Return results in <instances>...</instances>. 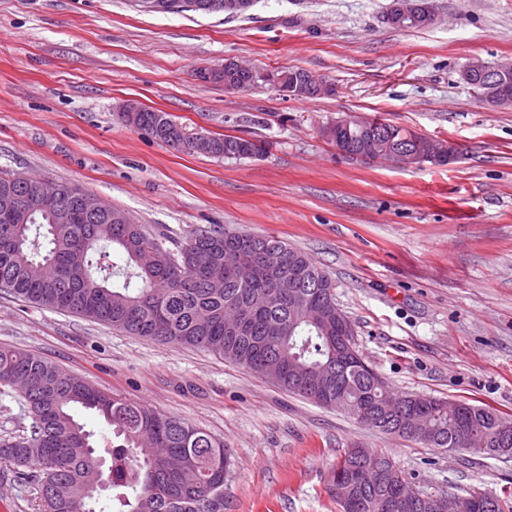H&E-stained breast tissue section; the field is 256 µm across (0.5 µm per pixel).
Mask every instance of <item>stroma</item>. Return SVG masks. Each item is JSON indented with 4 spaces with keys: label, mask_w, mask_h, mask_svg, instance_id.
I'll return each mask as SVG.
<instances>
[{
    "label": "stroma",
    "mask_w": 512,
    "mask_h": 512,
    "mask_svg": "<svg viewBox=\"0 0 512 512\" xmlns=\"http://www.w3.org/2000/svg\"><path fill=\"white\" fill-rule=\"evenodd\" d=\"M389 2L255 0L228 19L138 0H0V172L75 183L175 241L219 228L283 240L329 272L357 349L394 392L512 415V107L485 106L460 79L472 61H512V0H435L423 29L388 26ZM228 58L300 68L335 93L228 94L197 78ZM129 100L267 152L174 150L121 122ZM346 114L461 153L445 165L343 156L320 130ZM0 347L222 440L224 512H339L328 474L354 444L391 455L420 490L512 494V459L385 436L210 352L3 291ZM0 512H39L5 464Z\"/></svg>",
    "instance_id": "35a3bbf8"
}]
</instances>
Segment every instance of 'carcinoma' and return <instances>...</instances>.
<instances>
[{"label":"carcinoma","mask_w":512,"mask_h":512,"mask_svg":"<svg viewBox=\"0 0 512 512\" xmlns=\"http://www.w3.org/2000/svg\"><path fill=\"white\" fill-rule=\"evenodd\" d=\"M302 69L282 68L278 94L312 99L296 90ZM224 82L267 88L270 83L236 69H224ZM171 117L148 108L134 120L121 118L177 151L189 152V141H170L165 133ZM341 154L357 158L377 141L392 150L414 149L423 136L381 121L358 118L339 129L324 128ZM212 156L252 159L265 153L262 143L237 136L213 138ZM65 196L55 206L32 202L35 219L5 210L18 191L9 174L0 173V290L39 307L73 314L161 344L210 351L267 377L274 366L279 388L320 405L339 399L342 409L367 426L432 448L476 449L512 458V418L464 402L451 410L448 402L416 401L397 395L363 357L355 358L349 320L327 315L320 322L305 319L303 308L324 310L336 303L332 288L320 287L330 275L307 254L275 237L256 236L247 256L254 277L243 282L224 260L235 251L239 234L201 230L171 248L167 239L126 219L114 224L106 213L80 211V187L60 183ZM74 213L68 224L56 223L52 210ZM285 252V266L274 276L260 261L266 248ZM30 379L31 391L19 395L31 417L28 433L0 441V460L29 470L32 494L45 512H224V481L229 457L224 443L205 430L165 416L144 402L102 390L89 381L66 376L40 356L0 348V386L9 376ZM397 403L396 418L415 406L416 429L400 432L379 423L388 401ZM84 409L103 418L119 444L98 448L93 434L74 415ZM111 459L108 488L112 496L96 509L99 494L89 495L93 473L103 456ZM396 467L392 458L371 448H349L329 474L348 483L349 505L340 512H438L437 500L418 506L394 484L369 480L365 470L379 473Z\"/></svg>","instance_id":"cac0c4a2"}]
</instances>
